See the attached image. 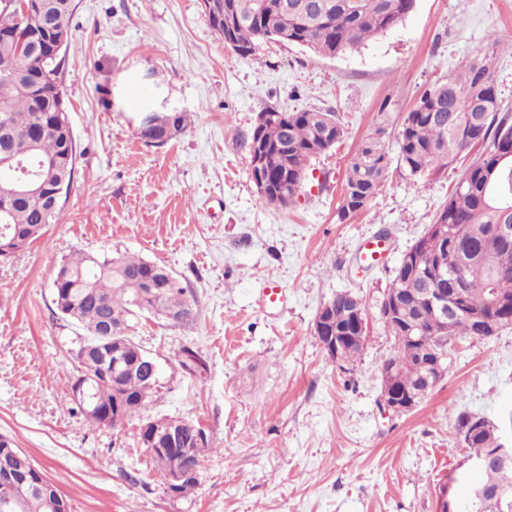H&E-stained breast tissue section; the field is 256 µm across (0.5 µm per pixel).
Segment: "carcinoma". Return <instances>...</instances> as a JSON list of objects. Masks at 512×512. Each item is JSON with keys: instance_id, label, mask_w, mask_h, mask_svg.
<instances>
[{"instance_id": "1", "label": "carcinoma", "mask_w": 512, "mask_h": 512, "mask_svg": "<svg viewBox=\"0 0 512 512\" xmlns=\"http://www.w3.org/2000/svg\"><path fill=\"white\" fill-rule=\"evenodd\" d=\"M233 9L234 39L238 54L254 55L261 35L283 43L278 33L288 30V44L331 57L360 48L367 41L397 26L413 9L415 0H203ZM75 0H38V7L23 17L0 5V156L8 153L27 162L29 177L42 184L38 191L15 196L14 183L0 173V260L12 257L40 239L54 223L59 208L54 206L56 188L69 195L73 185L77 143L72 128L59 127L55 101H65L60 80L64 58L40 60L28 55L33 38L60 36L71 42ZM496 53H484L466 60L456 72L436 81L418 99L400 123L397 133L398 164L408 176L424 179L448 168L454 161L480 147L481 154L464 170L448 202L437 213L434 223L448 225V237L429 235L419 239L409 254L408 274L433 269L439 258L458 255L463 264L452 268L448 287L463 279L469 287L458 299L463 312L448 319L447 337L435 334L430 312L412 307L422 317L419 346L443 356L457 338L472 336L470 315L493 308V291L512 290V241L493 230L495 224H512V113L505 112L493 75ZM150 130L137 132L147 145L167 143L163 134L168 126L185 127L186 115L170 112L154 115ZM263 135L270 147L265 153L263 175L273 190L268 205H288L284 192L293 197L295 178L306 172L312 158L332 147L343 136L336 112L307 109L298 112H272L271 125L252 130L246 146ZM288 148L279 146L282 136ZM386 127L378 124L361 142L345 173L340 207L347 217L362 211L384 186L390 160L384 144ZM54 304L67 319L80 326L85 335L74 349L76 375L71 385V401L85 420L105 424L100 408L118 409L124 417L138 414L157 387L138 361L142 351L132 337V319L140 313L160 317L172 324L195 318L194 308L181 281L165 266L135 255H113L108 251L78 252L62 260L53 279ZM332 327L347 332L342 363L356 361L363 346L353 326V302L346 292L332 298ZM122 350L125 364L112 370L114 352ZM380 386L401 391L418 388L425 369L414 346L397 347L379 368ZM174 428L198 432L192 447L181 451L167 448L164 438L150 432L151 423L141 428L140 440L150 450L162 475L177 462L189 473L176 489L185 494L197 485L198 475L209 442L197 424L169 419ZM479 429L469 442L472 455L485 456L498 448L492 426L483 418L462 413L457 430ZM22 451L0 460V502L17 483L28 484L16 512H49L47 501L59 494ZM509 483L512 471L497 467L478 472L476 484L487 489Z\"/></svg>"}]
</instances>
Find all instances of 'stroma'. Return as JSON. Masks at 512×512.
<instances>
[{
	"label": "stroma",
	"mask_w": 512,
	"mask_h": 512,
	"mask_svg": "<svg viewBox=\"0 0 512 512\" xmlns=\"http://www.w3.org/2000/svg\"><path fill=\"white\" fill-rule=\"evenodd\" d=\"M75 2L62 73L75 181L45 237L0 261V434L72 512H436L440 485L469 455L459 414L485 418L512 448V328L457 340L445 375L411 411L381 406L378 368L395 340L380 304L466 166L410 178L396 161V127L491 36L512 40V0H416L360 49L321 57L264 43L252 58L225 48L202 0ZM138 94L148 110L185 112L184 131L144 145L142 111L129 101ZM314 108L334 110L344 134L312 159L293 203L266 205L243 139L261 112ZM381 122L387 183L363 211L341 216L346 168ZM372 239L385 253L371 263L363 246ZM80 251L165 265L196 313L178 326L136 322L160 386L116 427L90 426L69 401L82 331L57 310L53 279ZM274 284L286 298L270 306ZM339 292L368 316L365 349L347 369L313 333ZM190 352L198 362L187 370ZM161 418L199 423L210 441L197 486L180 496L139 441L142 425Z\"/></svg>",
	"instance_id": "35a3bbf8"
}]
</instances>
